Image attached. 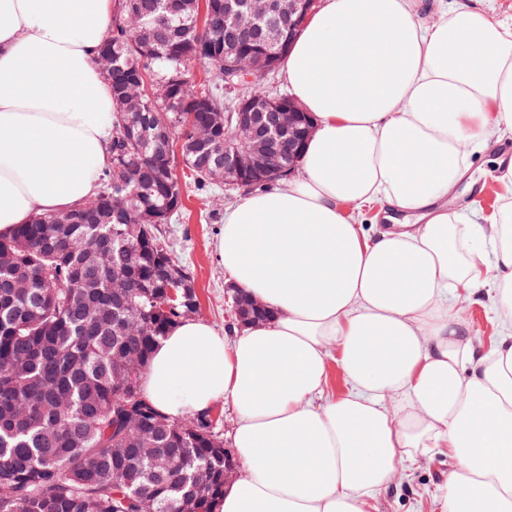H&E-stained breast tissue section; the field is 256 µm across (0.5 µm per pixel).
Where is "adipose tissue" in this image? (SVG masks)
I'll list each match as a JSON object with an SVG mask.
<instances>
[{"label":"adipose tissue","mask_w":512,"mask_h":512,"mask_svg":"<svg viewBox=\"0 0 512 512\" xmlns=\"http://www.w3.org/2000/svg\"><path fill=\"white\" fill-rule=\"evenodd\" d=\"M113 0H0V234L92 197L111 163L95 57ZM313 114L301 174L240 196L216 249L270 317L188 318L150 358L161 413L234 412L239 477L211 512H376L403 464L446 454L440 512H512V196L449 209L512 130V16L458 0H321L281 65ZM378 208L386 225L357 220ZM500 331L478 347L460 293ZM338 363L349 390L329 391Z\"/></svg>","instance_id":"ef3b65f1"}]
</instances>
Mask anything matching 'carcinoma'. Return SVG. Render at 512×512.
<instances>
[{
  "mask_svg": "<svg viewBox=\"0 0 512 512\" xmlns=\"http://www.w3.org/2000/svg\"><path fill=\"white\" fill-rule=\"evenodd\" d=\"M161 2L114 0L104 38L112 163L98 194L0 235V512H210L224 492V442L209 416L162 414L136 386L154 346L187 317L192 275L161 233L182 210L177 168L207 192L224 162V133L206 148L190 128L210 123L204 102L236 126L224 0H212L201 29L195 0H183L180 27ZM130 116L141 135L125 134ZM133 218L136 236L122 237ZM119 277L130 285L122 297Z\"/></svg>",
  "mask_w": 512,
  "mask_h": 512,
  "instance_id": "obj_1",
  "label": "carcinoma"
}]
</instances>
